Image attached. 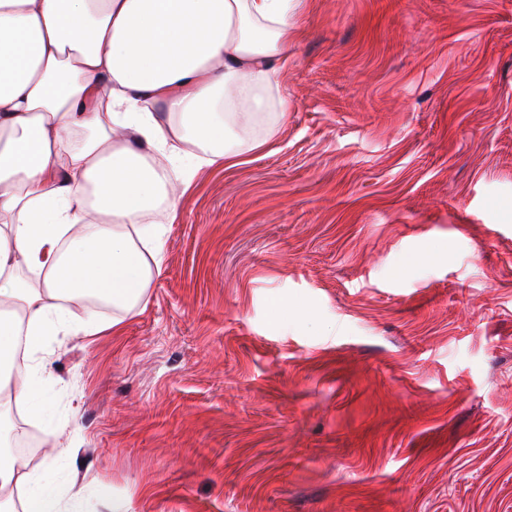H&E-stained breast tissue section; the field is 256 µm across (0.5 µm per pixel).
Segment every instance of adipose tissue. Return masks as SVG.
I'll return each mask as SVG.
<instances>
[{"instance_id": "ef3b65f1", "label": "adipose tissue", "mask_w": 512, "mask_h": 512, "mask_svg": "<svg viewBox=\"0 0 512 512\" xmlns=\"http://www.w3.org/2000/svg\"><path fill=\"white\" fill-rule=\"evenodd\" d=\"M289 0H0V401L43 417L46 339L146 307L182 177L268 145ZM96 299L111 322L71 309ZM0 415V512H87Z\"/></svg>"}]
</instances>
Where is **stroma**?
Wrapping results in <instances>:
<instances>
[{
  "label": "stroma",
  "mask_w": 512,
  "mask_h": 512,
  "mask_svg": "<svg viewBox=\"0 0 512 512\" xmlns=\"http://www.w3.org/2000/svg\"><path fill=\"white\" fill-rule=\"evenodd\" d=\"M274 144L177 195L27 459L90 512H512V0H296Z\"/></svg>",
  "instance_id": "obj_1"
}]
</instances>
